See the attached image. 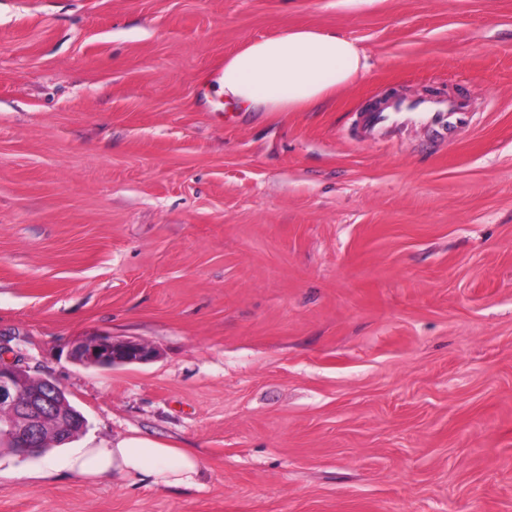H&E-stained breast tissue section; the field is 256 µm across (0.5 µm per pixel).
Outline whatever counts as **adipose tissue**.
<instances>
[{"mask_svg": "<svg viewBox=\"0 0 512 512\" xmlns=\"http://www.w3.org/2000/svg\"><path fill=\"white\" fill-rule=\"evenodd\" d=\"M368 67L356 43L335 31L291 30L252 41L224 60L218 79L226 102L248 112H297L333 100ZM89 481L132 480L158 490L198 486L204 464L186 448L130 435L90 443L70 454L64 464L47 462Z\"/></svg>", "mask_w": 512, "mask_h": 512, "instance_id": "adipose-tissue-1", "label": "adipose tissue"}]
</instances>
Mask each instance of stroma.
<instances>
[{"label": "stroma", "instance_id": "1", "mask_svg": "<svg viewBox=\"0 0 512 512\" xmlns=\"http://www.w3.org/2000/svg\"><path fill=\"white\" fill-rule=\"evenodd\" d=\"M333 30L368 69L305 112L202 85ZM467 97L455 143L357 114ZM108 332L154 346L111 370ZM86 439L193 449L157 490L0 454V512H512V0H0V349ZM71 357L84 367L112 369L151 362L158 357V353L154 347L139 341L95 334L79 339L72 349Z\"/></svg>", "mask_w": 512, "mask_h": 512}]
</instances>
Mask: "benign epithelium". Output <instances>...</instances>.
Returning <instances> with one entry per match:
<instances>
[{"label": "benign epithelium", "mask_w": 512, "mask_h": 512, "mask_svg": "<svg viewBox=\"0 0 512 512\" xmlns=\"http://www.w3.org/2000/svg\"><path fill=\"white\" fill-rule=\"evenodd\" d=\"M71 357L84 367L112 369L151 362L158 353L139 341L95 334L78 340ZM85 426L84 417L70 407L56 382L42 378L32 383L26 367L0 353V438L9 441L20 457H28L43 436L54 441L81 434Z\"/></svg>", "instance_id": "benign-epithelium-1"}]
</instances>
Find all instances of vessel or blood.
<instances>
[{"mask_svg":"<svg viewBox=\"0 0 512 512\" xmlns=\"http://www.w3.org/2000/svg\"><path fill=\"white\" fill-rule=\"evenodd\" d=\"M470 121L469 105L460 97L415 102L395 100L382 110L368 111L362 115L364 135L368 138L377 137L398 126L421 122L432 126L442 139L452 142L457 132Z\"/></svg>","mask_w":512,"mask_h":512,"instance_id":"b4317fda","label":"vessel or blood"}]
</instances>
